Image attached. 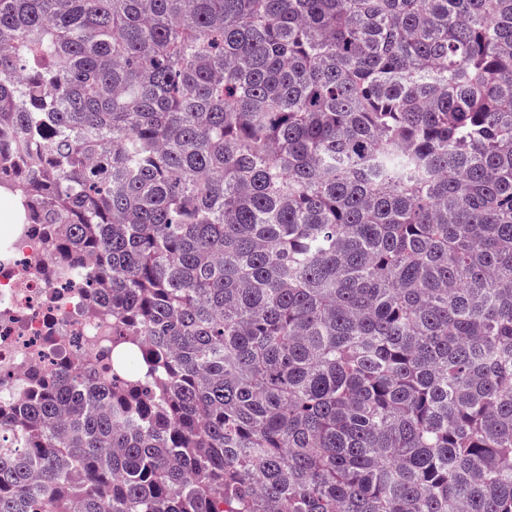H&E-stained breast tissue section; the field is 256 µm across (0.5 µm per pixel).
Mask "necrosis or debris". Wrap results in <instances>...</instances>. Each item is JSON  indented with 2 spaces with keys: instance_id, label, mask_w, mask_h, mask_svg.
Instances as JSON below:
<instances>
[{
  "instance_id": "necrosis-or-debris-1",
  "label": "necrosis or debris",
  "mask_w": 512,
  "mask_h": 512,
  "mask_svg": "<svg viewBox=\"0 0 512 512\" xmlns=\"http://www.w3.org/2000/svg\"><path fill=\"white\" fill-rule=\"evenodd\" d=\"M57 267L38 225L11 227L0 246V399L23 398L59 358L112 352L111 314L88 315L92 289Z\"/></svg>"
}]
</instances>
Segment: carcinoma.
Segmentation results:
<instances>
[{
  "mask_svg": "<svg viewBox=\"0 0 512 512\" xmlns=\"http://www.w3.org/2000/svg\"><path fill=\"white\" fill-rule=\"evenodd\" d=\"M0 125L112 313L0 512H512V0H0Z\"/></svg>",
  "mask_w": 512,
  "mask_h": 512,
  "instance_id": "cac0c4a2",
  "label": "carcinoma"
}]
</instances>
